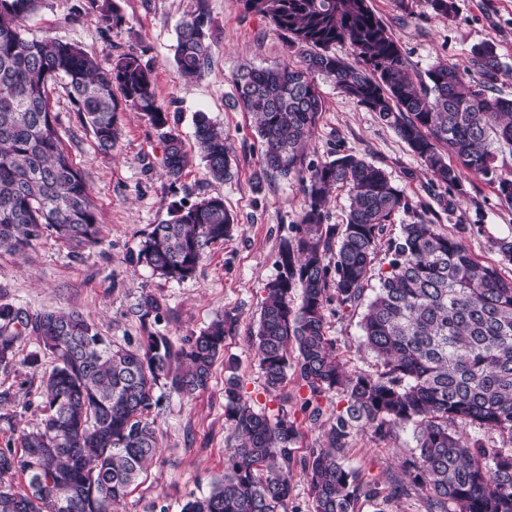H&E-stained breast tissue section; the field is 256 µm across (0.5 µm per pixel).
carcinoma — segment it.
Wrapping results in <instances>:
<instances>
[{
	"instance_id": "1",
	"label": "carcinoma",
	"mask_w": 512,
	"mask_h": 512,
	"mask_svg": "<svg viewBox=\"0 0 512 512\" xmlns=\"http://www.w3.org/2000/svg\"><path fill=\"white\" fill-rule=\"evenodd\" d=\"M40 0H0V254H19L54 236L78 249L98 243L91 190L62 146L51 87L66 82L99 149L119 138L117 112L146 113L164 130L161 166L176 182L186 165L178 134L166 130L152 73L133 53L101 67L80 47L32 35L24 26ZM108 31L122 25L111 0H90ZM244 8L288 33L300 64L240 67L230 109L252 115L262 144V172L301 179L305 208L299 236L280 246L279 274L253 337L267 389L278 390L294 369L309 408L339 390L320 448L297 461L290 444L297 427L287 413L257 412L239 378L224 384V418L235 447L224 474L206 494H189L181 512H288L295 470L306 479L313 512H386L390 501L426 491L425 512H512V281L478 263L458 239L423 219L404 224L389 243V269L365 297V281L386 224L409 209L380 168L349 152L305 164L304 145L324 100L317 77L394 128L423 163L430 180L450 189L468 171L493 172L491 140L512 145V99L489 89L504 75L489 42L471 47L481 79L468 81L437 63L415 82L405 54L371 0H243ZM210 21L200 8L176 32L175 62L185 83L200 79L211 52ZM349 43L356 59L331 52ZM195 140L206 175L233 176L224 133L204 112ZM337 188L350 199L341 231L323 227ZM171 219L153 226L135 262L166 279L192 277L209 247L229 235L233 218L220 196L174 202ZM334 282H329V270ZM344 309L364 307L362 345L379 362L374 371H347L325 330L330 286ZM301 302L294 304V290ZM162 301L146 294L138 313L146 331L134 345L102 335L76 311L35 316L0 303V365L13 363L18 344L37 338L52 357L42 377L40 426L20 434V451L0 449V512H118V506L158 456V391L191 396L208 387L234 319L218 316L176 346L153 330ZM410 426L416 452L385 485L346 461L351 434ZM469 427L499 432L501 446L470 441ZM21 475L24 484L14 482Z\"/></svg>"
}]
</instances>
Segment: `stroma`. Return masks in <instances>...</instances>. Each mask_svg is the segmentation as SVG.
<instances>
[{
  "mask_svg": "<svg viewBox=\"0 0 512 512\" xmlns=\"http://www.w3.org/2000/svg\"><path fill=\"white\" fill-rule=\"evenodd\" d=\"M88 0H41L26 22L33 34L50 35L78 44L110 66L117 55L132 52L151 70L156 96L169 115V126L181 137L188 157L179 181L163 173L161 130L140 112L119 115L120 135L110 153L101 152L91 131L75 112L64 83L50 95L58 116L65 150L83 173L97 204L101 226L97 245L72 251L62 242L39 241L25 255H0V302L36 314L49 310L81 313L102 333L117 341H138L144 334L137 304L142 295L161 299L164 308L157 328L181 342L224 313L236 329L224 341L208 388L192 399L165 395L157 413L161 453L140 484L125 499V512H181L189 493L208 492L224 472L229 431L224 419V382L237 375L255 410L268 416L285 411L295 420L298 450L320 447L341 397L326 394L323 414L310 421L301 410L307 397L296 375L281 390L268 391L250 333L266 297L265 286L279 269L276 264L284 239L300 228L304 194L299 181L261 172V141L248 113L229 109L234 93L232 75L239 66L266 67L296 64L299 54L287 35L267 19L246 12L242 0H114L121 27L102 30ZM405 53L412 75L424 74L433 64L456 66L469 80L479 74L472 62L474 44L495 45L504 77L494 85L497 95L512 98V0H455V11L442 17L427 0H410L401 9L397 0H372ZM203 8L211 20L213 45L204 76L183 84L174 63L175 29L186 13ZM325 101L305 149L306 159L319 163L342 152H358L388 174L408 200L409 211L395 215L378 244L375 269L386 268L389 241L399 227L417 219L436 224L456 237L482 264L497 267L512 280V265L499 262L496 240L512 239V203L497 191V179L512 175V146L494 145V172L488 176L462 173L463 192L453 207L441 208L437 199L444 186L430 182L419 158L371 112L328 81L319 83ZM208 113L223 130L233 163L230 180L209 178L198 158L194 137L195 112ZM202 196H220L234 218V230L224 242L212 245L196 274L183 281L162 278L133 259L153 225L166 223L169 206ZM359 313L329 300L325 322L335 354L350 370L377 368L362 347ZM20 357L38 356V367L0 366V448H18L20 430L40 422L37 405L43 371L51 358L36 338L19 344ZM416 446L411 428L381 432L368 427L352 435L347 457L366 478L385 480L399 471Z\"/></svg>",
  "mask_w": 512,
  "mask_h": 512,
  "instance_id": "obj_1",
  "label": "stroma"
}]
</instances>
